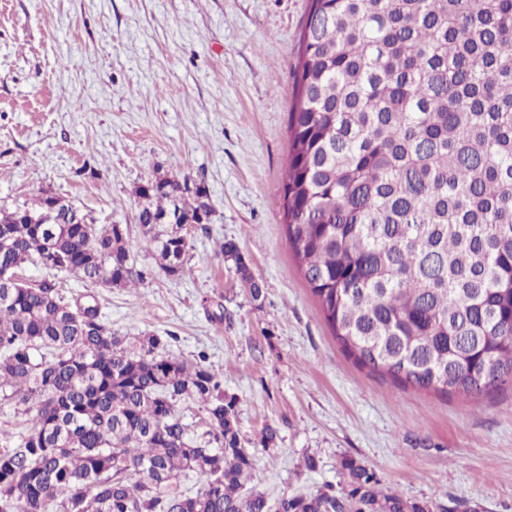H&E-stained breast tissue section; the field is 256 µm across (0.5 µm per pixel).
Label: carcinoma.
Here are the masks:
<instances>
[{"mask_svg":"<svg viewBox=\"0 0 512 512\" xmlns=\"http://www.w3.org/2000/svg\"><path fill=\"white\" fill-rule=\"evenodd\" d=\"M288 112V250L341 350L405 388L478 398L512 384V0H308ZM137 219L160 269L185 272L179 221L210 208L159 178ZM42 193L0 206V403L25 433L0 450V512H269L236 400L205 357L120 336L97 303L65 300L31 264L99 288L142 282L120 224ZM255 300L262 286L232 241ZM205 412L187 437L179 405ZM345 495L288 512H429L352 459ZM192 472L199 491L175 480Z\"/></svg>","mask_w":512,"mask_h":512,"instance_id":"cac0c4a2","label":"carcinoma"}]
</instances>
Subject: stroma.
<instances>
[{
    "instance_id": "35a3bbf8",
    "label": "stroma",
    "mask_w": 512,
    "mask_h": 512,
    "mask_svg": "<svg viewBox=\"0 0 512 512\" xmlns=\"http://www.w3.org/2000/svg\"><path fill=\"white\" fill-rule=\"evenodd\" d=\"M307 0H0V204L44 191L120 224L146 281L90 289L29 265L73 300L94 293L123 336L206 355L236 398L256 472L247 490L343 493L351 458L431 512H512V385L475 400L401 387L334 340L285 240L293 66ZM204 185L186 273L158 270L137 220L140 185ZM263 286L253 300L221 246ZM277 432L262 447L265 428Z\"/></svg>"
}]
</instances>
